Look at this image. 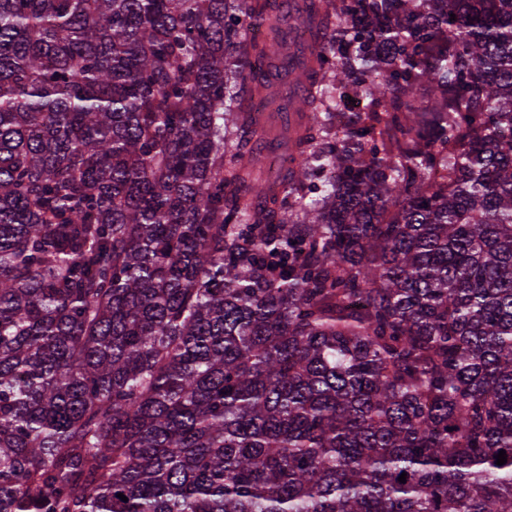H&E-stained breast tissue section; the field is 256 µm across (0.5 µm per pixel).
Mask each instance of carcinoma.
<instances>
[{"mask_svg": "<svg viewBox=\"0 0 512 512\" xmlns=\"http://www.w3.org/2000/svg\"><path fill=\"white\" fill-rule=\"evenodd\" d=\"M272 2L0 0V512H512V0H303L269 183Z\"/></svg>", "mask_w": 512, "mask_h": 512, "instance_id": "cac0c4a2", "label": "carcinoma"}]
</instances>
